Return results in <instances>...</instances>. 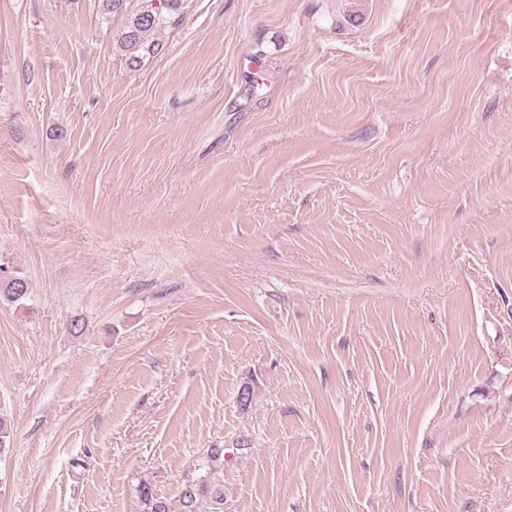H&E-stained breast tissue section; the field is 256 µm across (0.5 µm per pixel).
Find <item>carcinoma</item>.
Instances as JSON below:
<instances>
[{
	"instance_id": "carcinoma-1",
	"label": "carcinoma",
	"mask_w": 512,
	"mask_h": 512,
	"mask_svg": "<svg viewBox=\"0 0 512 512\" xmlns=\"http://www.w3.org/2000/svg\"><path fill=\"white\" fill-rule=\"evenodd\" d=\"M182 2L183 0H142L141 6L128 14L119 42L128 55L129 65L140 64L145 54L151 56L161 52L163 44L156 39L157 33L176 23ZM29 295L30 285L25 278L14 274L0 278V303L16 304L27 299ZM222 465L224 449H210L198 463V469L204 471V475L188 479L183 484L178 512H203L207 508L216 512V507L224 501V484L215 477ZM138 492L147 512H171L167 500L155 496L148 483H141Z\"/></svg>"
}]
</instances>
